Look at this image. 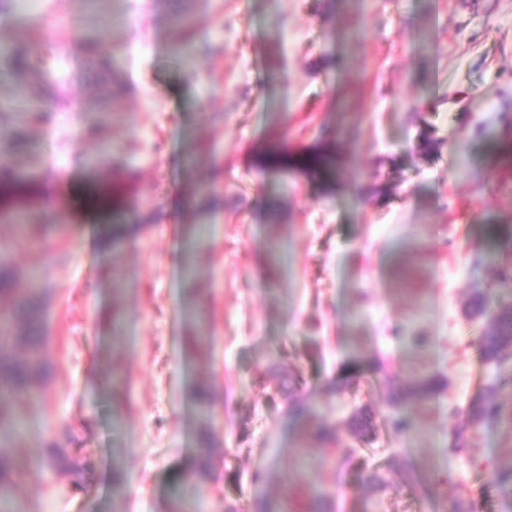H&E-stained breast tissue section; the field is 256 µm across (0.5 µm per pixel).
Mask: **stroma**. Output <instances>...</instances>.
<instances>
[{
	"mask_svg": "<svg viewBox=\"0 0 512 512\" xmlns=\"http://www.w3.org/2000/svg\"><path fill=\"white\" fill-rule=\"evenodd\" d=\"M18 9L0 0V114L21 133L0 165L57 177L59 205L0 217L16 267L43 275L51 368L22 406L16 512H170L198 382L217 411L199 512H316L318 487L323 512H506L487 475L512 466V361L483 358L491 321L467 309L512 296V0H40L47 35ZM47 36L112 67L34 98L4 61ZM327 144L335 180L269 167ZM102 185L118 207L76 204ZM22 223L48 230L31 243ZM419 377L435 391L395 432ZM489 392L499 415L465 425ZM362 411L366 443L348 431ZM322 425L333 442L312 440ZM53 441L71 468L39 467ZM434 384L429 379H417L405 385L400 394V398L394 403L397 411L392 414V423L399 431H404L408 428V420L401 412L404 405L414 400H422L428 398L432 393Z\"/></svg>",
	"mask_w": 512,
	"mask_h": 512,
	"instance_id": "1",
	"label": "stroma"
}]
</instances>
